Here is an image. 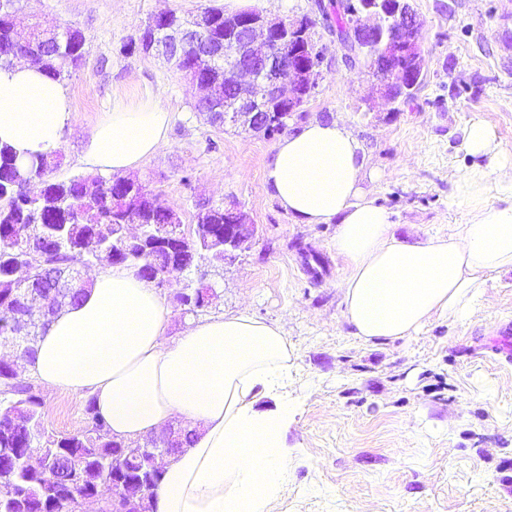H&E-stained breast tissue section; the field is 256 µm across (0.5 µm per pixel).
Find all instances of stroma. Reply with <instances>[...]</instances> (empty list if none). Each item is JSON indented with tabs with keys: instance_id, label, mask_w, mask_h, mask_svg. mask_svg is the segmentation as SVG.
Listing matches in <instances>:
<instances>
[{
	"instance_id": "obj_1",
	"label": "stroma",
	"mask_w": 512,
	"mask_h": 512,
	"mask_svg": "<svg viewBox=\"0 0 512 512\" xmlns=\"http://www.w3.org/2000/svg\"><path fill=\"white\" fill-rule=\"evenodd\" d=\"M224 0H21L19 32L79 28L85 62L66 79L74 112L48 176L87 174L86 133L117 101L160 99L172 114L168 145L133 170L193 232L200 205L243 207L258 234L236 261H199L163 296L169 337L190 320L184 288L217 298L205 320L249 309L279 323L293 347L284 433L288 491L270 512H512V271L488 278L483 302L464 321L432 319L405 340L366 343L345 317L332 224H297L273 197L265 168L275 139L210 125L180 72L133 49L158 12L187 16ZM422 22L421 83L392 109L366 67L347 66L323 27V75L308 118L338 120L366 147V186L408 241L445 236L466 223L454 182L470 159L465 126L481 119L512 156V0H411ZM317 256L308 269L306 256ZM50 433L88 428V399L40 388Z\"/></svg>"
}]
</instances>
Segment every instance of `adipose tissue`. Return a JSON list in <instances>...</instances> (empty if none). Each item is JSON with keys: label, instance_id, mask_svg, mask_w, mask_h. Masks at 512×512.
Returning <instances> with one entry per match:
<instances>
[{"label": "adipose tissue", "instance_id": "1", "mask_svg": "<svg viewBox=\"0 0 512 512\" xmlns=\"http://www.w3.org/2000/svg\"><path fill=\"white\" fill-rule=\"evenodd\" d=\"M72 106L63 84L19 61L0 67V147L20 161L58 150ZM160 100L115 103L88 131L83 162L121 175L168 143ZM472 163L454 197L469 222L449 236L407 243L364 185L365 151L338 123L315 119L282 137L265 177L299 224H332L347 263L346 319L365 342L418 334L432 318H467L487 275L512 271V158L481 120L463 131ZM170 310L136 268L94 273L78 304L52 318L22 368L44 386L90 395L113 436L138 440L182 421L193 447L172 459L156 512H269L287 490L282 435L293 349L283 328L248 311L209 318L168 339Z\"/></svg>", "mask_w": 512, "mask_h": 512}]
</instances>
